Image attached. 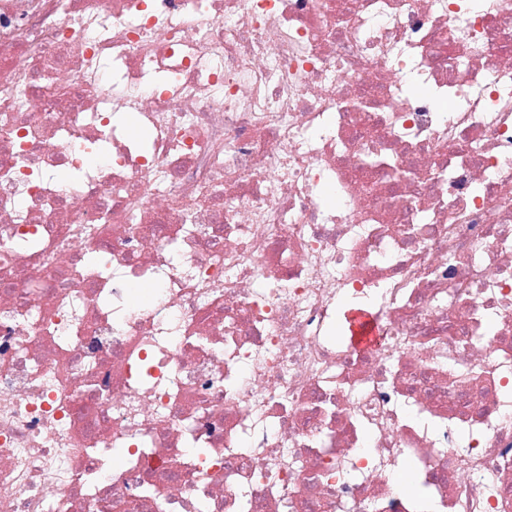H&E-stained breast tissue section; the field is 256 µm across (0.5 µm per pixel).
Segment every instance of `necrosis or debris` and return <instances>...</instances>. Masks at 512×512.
Wrapping results in <instances>:
<instances>
[{
  "instance_id": "1",
  "label": "necrosis or debris",
  "mask_w": 512,
  "mask_h": 512,
  "mask_svg": "<svg viewBox=\"0 0 512 512\" xmlns=\"http://www.w3.org/2000/svg\"><path fill=\"white\" fill-rule=\"evenodd\" d=\"M407 460L512 512V0H0V512H420Z\"/></svg>"
}]
</instances>
